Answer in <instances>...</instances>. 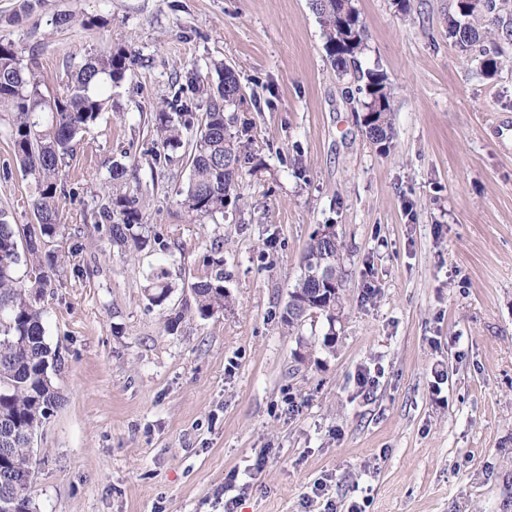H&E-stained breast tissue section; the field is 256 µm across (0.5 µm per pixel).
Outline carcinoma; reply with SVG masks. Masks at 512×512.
<instances>
[{
	"instance_id": "cac0c4a2",
	"label": "carcinoma",
	"mask_w": 512,
	"mask_h": 512,
	"mask_svg": "<svg viewBox=\"0 0 512 512\" xmlns=\"http://www.w3.org/2000/svg\"><path fill=\"white\" fill-rule=\"evenodd\" d=\"M448 16V38L459 53L477 62L481 74L491 77L501 65L500 44L512 42V0H454ZM321 25L326 57L340 76L353 74L361 112H374L375 125L365 130L370 140L380 139L383 149L392 141L393 96L386 76L362 69L358 56L365 49L366 27L353 0H312ZM134 61L128 52L96 51L77 63L65 65L66 93L53 99L40 90L34 61L23 63L11 44L0 43V112L10 116L8 136L21 169L33 176L35 192L27 199L35 223L13 224L0 209V512H37L32 488L17 475L34 468L28 450L35 433L62 402L53 385L51 370L60 356L46 342L43 294L52 283L57 263L66 255L53 250L64 236L56 206L59 172L72 155L81 133L93 125L104 109L105 86L121 79ZM217 93L207 98L200 126L188 105L178 112L154 116L162 144L187 145L190 176L181 205L193 221H218L234 194L242 167V146L232 132L236 117L229 111L243 103L237 75L221 66ZM95 224L106 226L115 244L144 243L139 198L118 194L100 205ZM343 244L338 236L328 240L313 235L304 258L316 257L329 267L343 286ZM215 272L197 278L191 286L196 310L202 317L222 314L232 305L224 289V260L214 259ZM308 265L288 293V304L310 298L326 321L342 307L343 293L320 288ZM148 300L162 305L173 292L168 269L159 265L147 275Z\"/></svg>"
}]
</instances>
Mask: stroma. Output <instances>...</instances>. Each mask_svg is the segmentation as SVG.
<instances>
[{"label": "stroma", "instance_id": "1", "mask_svg": "<svg viewBox=\"0 0 512 512\" xmlns=\"http://www.w3.org/2000/svg\"><path fill=\"white\" fill-rule=\"evenodd\" d=\"M451 5L355 0L360 64L394 96L385 153L310 0H41L25 17L0 0V42L36 55L47 95H62L65 62L135 56L59 173L79 252L43 297L64 401L35 436L38 512H512V44L495 77L476 74L448 38ZM61 11L72 27L54 29ZM220 63L244 94L250 160L223 220L192 224L187 150L163 147L152 114L178 99L204 113L188 78L217 84ZM6 126L0 208L30 224L35 185ZM116 162L117 188L144 200L139 250L92 218ZM322 224L344 245L342 317L296 336L281 314ZM215 244L234 304L203 318L191 286ZM158 264L174 285L161 306L144 292ZM331 327L335 352L298 362V336Z\"/></svg>", "mask_w": 512, "mask_h": 512}]
</instances>
